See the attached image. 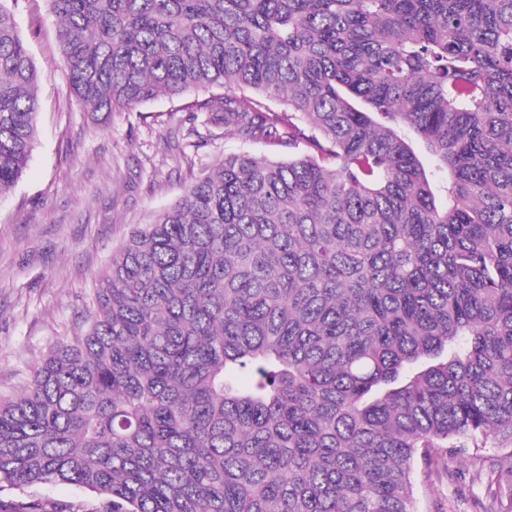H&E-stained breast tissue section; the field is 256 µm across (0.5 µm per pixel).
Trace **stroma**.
I'll return each mask as SVG.
<instances>
[{
	"label": "stroma",
	"mask_w": 512,
	"mask_h": 512,
	"mask_svg": "<svg viewBox=\"0 0 512 512\" xmlns=\"http://www.w3.org/2000/svg\"><path fill=\"white\" fill-rule=\"evenodd\" d=\"M16 20L39 71L38 139L13 190L0 196V394L17 392L91 304L94 276L131 230L172 205L185 185L241 142L203 126L206 92L92 115L69 94L48 0H19ZM197 127L177 156L170 133ZM483 494L469 462L417 489L420 512H474ZM101 495L70 484L0 491V512H98Z\"/></svg>",
	"instance_id": "1"
}]
</instances>
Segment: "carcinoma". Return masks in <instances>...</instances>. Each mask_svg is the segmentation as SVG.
<instances>
[{"label": "carcinoma", "instance_id": "obj_1", "mask_svg": "<svg viewBox=\"0 0 512 512\" xmlns=\"http://www.w3.org/2000/svg\"><path fill=\"white\" fill-rule=\"evenodd\" d=\"M11 2L0 195L38 135ZM49 3L84 111L219 85L205 124L288 159L224 155L112 251L86 329L0 396V491L418 512L471 449L479 512H512V0Z\"/></svg>", "mask_w": 512, "mask_h": 512}]
</instances>
